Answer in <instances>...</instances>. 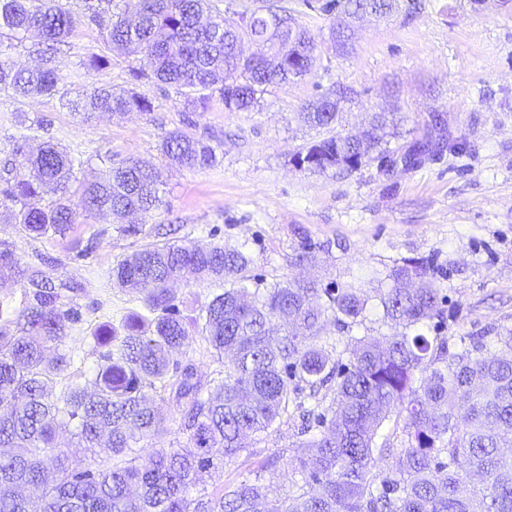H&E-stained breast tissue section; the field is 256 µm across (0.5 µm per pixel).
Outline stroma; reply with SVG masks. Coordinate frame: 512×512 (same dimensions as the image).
<instances>
[{"label":"stroma","instance_id":"1","mask_svg":"<svg viewBox=\"0 0 512 512\" xmlns=\"http://www.w3.org/2000/svg\"><path fill=\"white\" fill-rule=\"evenodd\" d=\"M400 4L392 16L353 21L352 45L341 52L330 39L332 17L290 0L315 39L314 69L269 88L251 112L227 111L217 97L208 111H186L175 89L134 79L137 55L114 49L105 25L82 18L57 55L59 95L0 96V169L11 160L23 124L42 121L38 142L83 160L77 178L100 175L108 157L153 164L164 194L145 218L147 230L168 225L174 242L245 246L251 276L267 285L305 278L323 289L352 286L368 296L386 286L393 266L424 258L448 298L449 343L497 336L512 329V10L497 0L480 7L472 0ZM95 55L106 59L104 69H87ZM97 84L144 95L153 109L118 118L63 107V100L79 99ZM324 94L342 97L336 133L361 130L372 113L397 112L402 135L392 145L403 151L437 115L447 136L464 147L390 173L375 159L335 175L300 170L294 153L321 133L298 114ZM176 128L217 146L219 165H170L160 145ZM106 225L81 212L66 239L33 240L0 220V240L13 242L24 262L51 258L54 277L82 284L76 301L85 318L101 322L133 306L131 293L110 284L105 271L147 242L109 231L92 258L74 260L75 245ZM307 242L313 258L297 262ZM296 442L293 429L272 427L253 441V456L205 473L203 485L215 490Z\"/></svg>","mask_w":512,"mask_h":512}]
</instances>
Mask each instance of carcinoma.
<instances>
[{"label":"carcinoma","instance_id":"carcinoma-1","mask_svg":"<svg viewBox=\"0 0 512 512\" xmlns=\"http://www.w3.org/2000/svg\"><path fill=\"white\" fill-rule=\"evenodd\" d=\"M107 6H102V3ZM111 14L110 42L142 55L137 79H153L184 97L185 110L206 112L218 94L230 112H250L273 85L302 78L316 61L314 39L300 26L288 0H261L241 12L210 0H121ZM308 8L340 20L332 35L344 47L342 23L354 14L386 15L397 0H322ZM112 0H85L84 18L100 24ZM81 22L62 0H0V93L13 98L60 92L57 45ZM37 32L40 63L19 68L12 40ZM255 43L249 56L243 41ZM340 100L320 96L301 117L320 130L335 123ZM84 112H150L137 93L94 86L77 103ZM388 112L377 113L358 135H330L297 153L298 168L313 173L353 171L365 159L385 157L407 166L422 156L454 149L451 140L427 135L400 154V136ZM162 152L194 169L217 163L216 148L180 129L165 133ZM17 162L0 177V217L32 238L65 239L75 208L92 216L146 215L161 202L156 172L145 161L111 167L78 181L82 161L51 144L33 152L16 140ZM54 200L41 203L43 195ZM19 209H14V206ZM102 228L73 259L92 257ZM251 259L244 246L149 243L116 263L112 283L135 294L143 310L90 329L94 374L68 373L73 349L62 345L83 321L69 295L77 283L56 282L28 265L15 246L0 241V279L21 285L20 296L0 301V512H512V457L500 451L512 432V329L497 336L504 348L483 356L487 337L461 338L449 351L440 330L448 321L443 288L425 261L394 267L391 284L377 294L382 319L393 334L350 336L343 348L321 343L329 324L342 331L363 324L369 298L359 288L317 287L286 279L251 288ZM193 276L222 285L196 318L183 315L173 284ZM325 294L327 302L314 304ZM217 357L228 356L224 378L205 384L181 358L194 342L189 328ZM169 392L187 442L162 446L166 415L155 396ZM404 417L400 453L377 441L391 413ZM294 428L304 457L288 466L301 480L292 494L272 497L260 475L209 493L199 477L248 453V439L275 423ZM73 427L83 454L56 447L58 430ZM107 437L106 463L91 460ZM479 481L460 490L462 475Z\"/></svg>","mask_w":512,"mask_h":512}]
</instances>
